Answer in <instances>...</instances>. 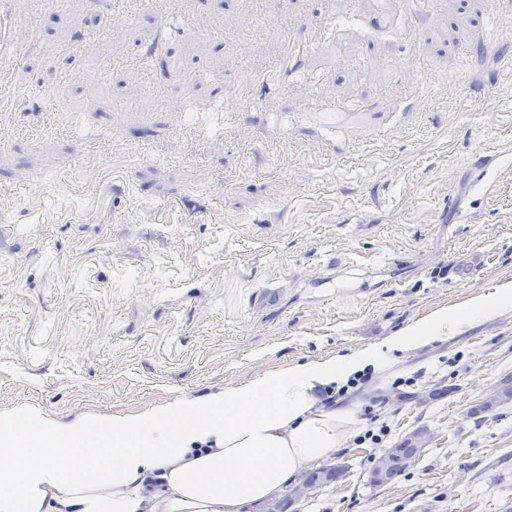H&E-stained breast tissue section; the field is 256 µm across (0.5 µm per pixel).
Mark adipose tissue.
Wrapping results in <instances>:
<instances>
[{
	"label": "adipose tissue",
	"instance_id": "obj_1",
	"mask_svg": "<svg viewBox=\"0 0 512 512\" xmlns=\"http://www.w3.org/2000/svg\"><path fill=\"white\" fill-rule=\"evenodd\" d=\"M512 312V283L492 299L438 311L369 346L288 366L202 395L180 393L125 414L85 415L69 437L23 440L0 417V512H242L278 497L353 437L354 405H326L324 387L393 366L475 319ZM111 433L104 448L95 435ZM69 454L71 466L58 462Z\"/></svg>",
	"mask_w": 512,
	"mask_h": 512
}]
</instances>
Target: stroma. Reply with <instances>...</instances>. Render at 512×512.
<instances>
[{
  "label": "stroma",
  "instance_id": "35a3bbf8",
  "mask_svg": "<svg viewBox=\"0 0 512 512\" xmlns=\"http://www.w3.org/2000/svg\"><path fill=\"white\" fill-rule=\"evenodd\" d=\"M113 0L38 15L30 80L0 147V188L44 190L0 236V410L27 401L69 421L203 394L273 366L345 353L512 282V28L494 0H179L103 28ZM319 40L278 82L281 27ZM491 38L462 61L477 28ZM253 76L235 120L218 76ZM74 79L57 92L59 78ZM359 103L334 127L324 105ZM94 146L112 190L82 193ZM493 161L478 174L470 154ZM96 209L100 221L80 215ZM347 395L396 447L427 448L393 484L351 440L347 474L297 512H512V313L396 353ZM403 387H394V380Z\"/></svg>",
  "mask_w": 512,
  "mask_h": 512
}]
</instances>
